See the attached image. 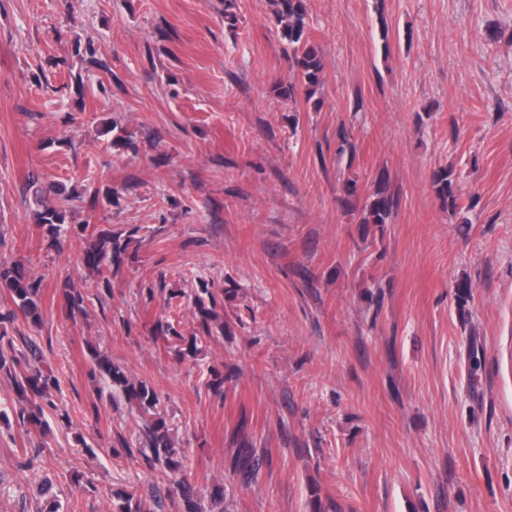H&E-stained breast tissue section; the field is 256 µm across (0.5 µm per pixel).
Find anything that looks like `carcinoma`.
Returning a JSON list of instances; mask_svg holds the SVG:
<instances>
[{
  "mask_svg": "<svg viewBox=\"0 0 512 512\" xmlns=\"http://www.w3.org/2000/svg\"><path fill=\"white\" fill-rule=\"evenodd\" d=\"M272 3V16L281 40L288 45L293 72V79L275 81L273 91L290 101L301 94L305 102L317 111L322 106L318 93L323 82L324 62L318 46L309 36L305 0H272ZM432 183L442 207L454 214L459 213L462 207L453 170L448 167L438 169L433 173ZM117 194L118 191L112 189L103 193L94 191L89 196V209L95 211L112 205V199ZM396 207V200L381 180L373 194L365 198L360 223L366 228L371 225L380 228L388 223ZM33 219L53 243L59 242L63 233L91 238V244L83 252V262L100 277L105 287L111 286L112 277L118 275L125 264L130 239H123L120 234L107 229L89 232L87 223L66 227L67 210L63 204L44 205L34 213ZM0 288L7 290L14 304V309L8 311L4 318L12 320L20 314L35 326L41 322L42 279L32 276L22 264L1 263ZM63 299L71 319L84 315V298L80 292L66 288ZM194 303L197 321L194 334L183 335L169 321H159L156 325L157 334L167 342L169 353L179 361L195 357L199 342L217 333L222 336L232 334L230 325L219 320L216 293L203 288L195 296ZM21 341L22 347L18 348L12 337L0 333V375L9 380L18 395L19 407L14 412L18 425L27 431L35 429L45 433L49 429L48 414L54 413L66 420L68 413L60 409L53 398V391L58 388L57 378L43 372L38 366V344L30 337H23ZM92 358V381H103L120 389L128 402L135 403L143 415L149 416L144 432V447L131 448L123 441L121 447L112 448V453L139 459L149 469L160 472L176 488L184 502L185 512H200L197 488L185 475V449L177 447L171 437L170 425L160 411L161 399L157 391L143 381L137 384L131 382L108 355L94 350ZM227 379H232V375L226 376L222 370L214 367L210 370L207 386L214 394L222 396ZM262 465L263 458L257 456L255 449L245 442L232 457L230 471L240 476L243 484L249 485L256 481ZM117 500L118 505L113 512H144L141 497L134 490L123 492Z\"/></svg>",
  "mask_w": 512,
  "mask_h": 512,
  "instance_id": "obj_1",
  "label": "carcinoma"
}]
</instances>
